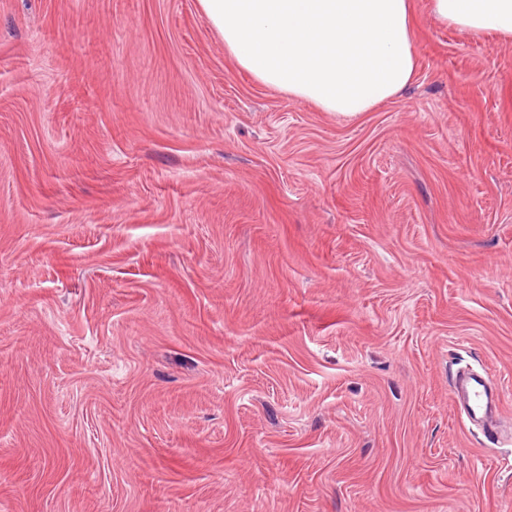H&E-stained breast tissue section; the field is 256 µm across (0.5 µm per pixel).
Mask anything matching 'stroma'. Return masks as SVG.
<instances>
[{
    "label": "stroma",
    "mask_w": 512,
    "mask_h": 512,
    "mask_svg": "<svg viewBox=\"0 0 512 512\" xmlns=\"http://www.w3.org/2000/svg\"><path fill=\"white\" fill-rule=\"evenodd\" d=\"M413 6L347 117L198 0H0V512H512V42ZM452 398L462 405L467 416L474 421H480L496 410L501 401L498 396L489 392L481 378L463 374L456 379L451 389Z\"/></svg>",
    "instance_id": "stroma-1"
}]
</instances>
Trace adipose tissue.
<instances>
[{
	"label": "adipose tissue",
	"instance_id": "ef3b65f1",
	"mask_svg": "<svg viewBox=\"0 0 512 512\" xmlns=\"http://www.w3.org/2000/svg\"><path fill=\"white\" fill-rule=\"evenodd\" d=\"M238 68L289 98L353 116L414 80L412 0H199ZM444 26L512 41V0H429Z\"/></svg>",
	"mask_w": 512,
	"mask_h": 512
}]
</instances>
